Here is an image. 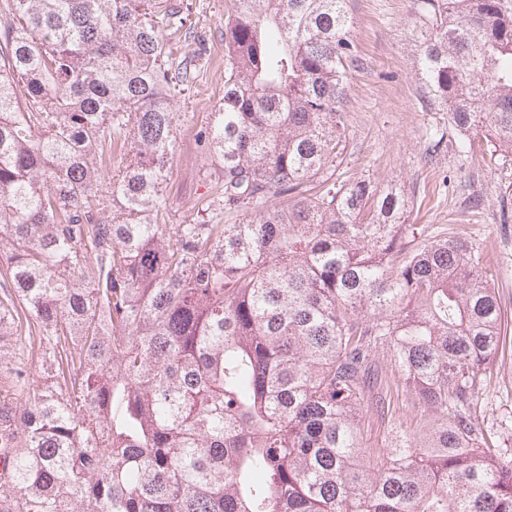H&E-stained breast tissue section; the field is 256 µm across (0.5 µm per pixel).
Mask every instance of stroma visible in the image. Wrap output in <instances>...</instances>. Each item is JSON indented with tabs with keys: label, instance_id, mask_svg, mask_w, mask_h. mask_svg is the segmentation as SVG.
<instances>
[{
	"label": "stroma",
	"instance_id": "35a3bbf8",
	"mask_svg": "<svg viewBox=\"0 0 512 512\" xmlns=\"http://www.w3.org/2000/svg\"><path fill=\"white\" fill-rule=\"evenodd\" d=\"M171 2L204 40L191 82L174 98L177 151L164 190L165 221L183 224L195 218L200 201L219 194L215 165L197 135L224 103V19L233 0ZM347 8L360 63L346 99L350 159L345 174L401 187L414 204L410 221L424 234L451 229L468 238L483 255L490 285L512 320V223L501 221L503 210L512 211V160L487 162V144L479 156L467 159L449 141L427 156L431 132L447 128L448 115L430 105L416 74L412 0H349ZM481 408L496 443L512 446V328Z\"/></svg>",
	"mask_w": 512,
	"mask_h": 512
}]
</instances>
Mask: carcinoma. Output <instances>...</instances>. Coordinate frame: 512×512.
I'll return each instance as SVG.
<instances>
[{"mask_svg":"<svg viewBox=\"0 0 512 512\" xmlns=\"http://www.w3.org/2000/svg\"><path fill=\"white\" fill-rule=\"evenodd\" d=\"M410 23L457 153L512 154V0ZM352 25L347 0H234L198 134L220 194L167 224L199 55L165 35L200 36L168 0H0V349L42 351L24 405L0 395V512H512V448L476 412L504 330L479 253L337 175ZM374 389L425 415L380 450ZM364 431V440L370 448H387L391 436L388 435L387 422L370 413L362 424Z\"/></svg>","mask_w":512,"mask_h":512,"instance_id":"cac0c4a2","label":"carcinoma"}]
</instances>
